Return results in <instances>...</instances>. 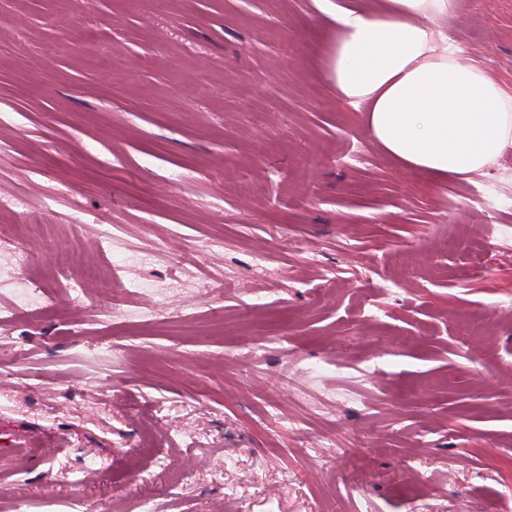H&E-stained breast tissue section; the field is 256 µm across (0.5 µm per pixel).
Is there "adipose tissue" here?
Masks as SVG:
<instances>
[{"instance_id": "ef3b65f1", "label": "adipose tissue", "mask_w": 512, "mask_h": 512, "mask_svg": "<svg viewBox=\"0 0 512 512\" xmlns=\"http://www.w3.org/2000/svg\"><path fill=\"white\" fill-rule=\"evenodd\" d=\"M461 0H321L332 20L327 75L363 112L372 141L436 182L466 179L512 148V91L460 60L440 29Z\"/></svg>"}]
</instances>
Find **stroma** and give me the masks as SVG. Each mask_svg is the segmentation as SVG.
I'll use <instances>...</instances> for the list:
<instances>
[{
  "label": "stroma",
  "mask_w": 512,
  "mask_h": 512,
  "mask_svg": "<svg viewBox=\"0 0 512 512\" xmlns=\"http://www.w3.org/2000/svg\"><path fill=\"white\" fill-rule=\"evenodd\" d=\"M442 25L512 89V0ZM333 38L315 0H0V196L44 220L0 217L11 512H512V150L402 169Z\"/></svg>",
  "instance_id": "obj_1"
}]
</instances>
